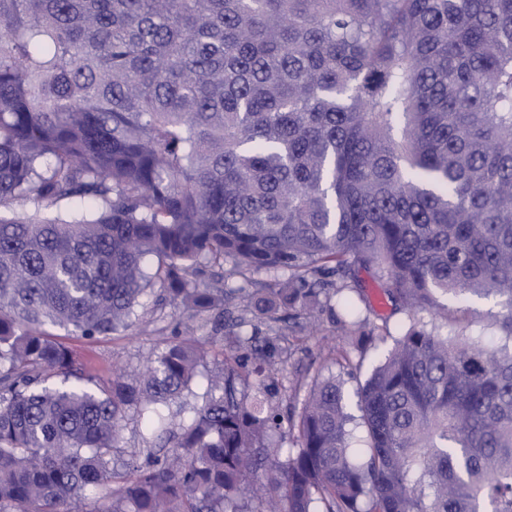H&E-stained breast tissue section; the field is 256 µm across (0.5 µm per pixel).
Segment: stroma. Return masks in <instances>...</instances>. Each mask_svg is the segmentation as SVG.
Segmentation results:
<instances>
[{
  "label": "stroma",
  "mask_w": 512,
  "mask_h": 512,
  "mask_svg": "<svg viewBox=\"0 0 512 512\" xmlns=\"http://www.w3.org/2000/svg\"><path fill=\"white\" fill-rule=\"evenodd\" d=\"M355 277L359 286L355 291L349 292L348 297L365 321L360 331L362 341L357 352L362 359L361 376L370 374L383 352L382 347L375 342L376 337L384 336L391 340L397 338L412 318L416 319L420 327L442 336L452 337L462 330L466 335L485 344L497 345L501 342L502 332L498 323L500 306L494 296L470 300L454 319L439 318L427 310L418 311L411 317L398 303L390 299L386 300L384 307L376 306L373 295L379 292L380 281L374 270L356 269ZM142 302L145 315L138 335L113 333L87 340L69 335L67 330L59 327L51 328L50 333L53 339L67 345L76 358L84 363L86 373L93 383H108L114 369L134 370L141 367L153 352L164 347L171 339L173 329L178 326V310L160 301L158 290L147 291ZM343 318L344 315L340 312H321L320 321L315 329L310 330L308 340L294 343L289 349L284 363V376L291 380L299 378L306 383L333 376L343 381L347 393H354L355 379L349 377L345 365L336 361L329 353L330 346L348 347L354 343L352 337L346 336L342 330ZM195 334L206 340L208 354L189 392L170 407L172 422L176 425L186 421L193 407L201 404L207 375L217 372L223 365V332L204 327L196 329Z\"/></svg>",
  "instance_id": "obj_1"
}]
</instances>
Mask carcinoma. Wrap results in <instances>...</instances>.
Instances as JSON below:
<instances>
[{
	"label": "carcinoma",
	"instance_id": "cac0c4a2",
	"mask_svg": "<svg viewBox=\"0 0 512 512\" xmlns=\"http://www.w3.org/2000/svg\"><path fill=\"white\" fill-rule=\"evenodd\" d=\"M328 265L411 315L493 295L512 340V0H0V512H512L507 344L411 324L358 388L361 459L336 378L268 406ZM236 277L275 337L224 323L251 363L177 429L201 339L92 389L47 333L129 330L149 285L222 318ZM146 434L144 425L139 417L129 416L127 425L124 431V448H120L119 453L115 454L118 465L126 463L132 458L134 452L139 451V448H146L147 444L142 440V437Z\"/></svg>",
	"mask_w": 512,
	"mask_h": 512
}]
</instances>
